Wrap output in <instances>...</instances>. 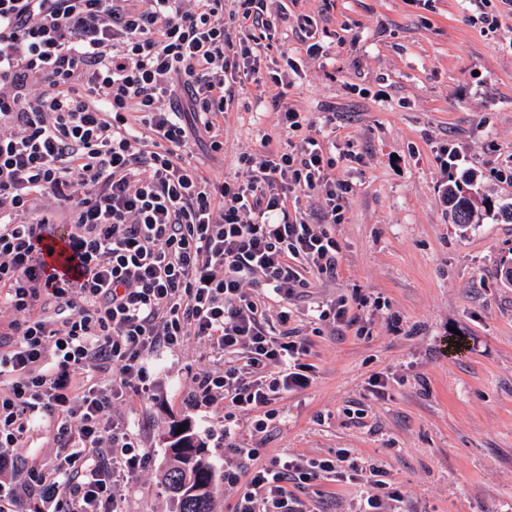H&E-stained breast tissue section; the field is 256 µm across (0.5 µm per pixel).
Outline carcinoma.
Returning <instances> with one entry per match:
<instances>
[{
  "label": "carcinoma",
  "mask_w": 512,
  "mask_h": 512,
  "mask_svg": "<svg viewBox=\"0 0 512 512\" xmlns=\"http://www.w3.org/2000/svg\"><path fill=\"white\" fill-rule=\"evenodd\" d=\"M477 185L472 174L448 176L444 198L452 223L463 229L477 223L480 210L492 211ZM168 455L163 484L172 496L176 512H212V470L205 445L191 426H186L181 437L168 443Z\"/></svg>",
  "instance_id": "cac0c4a2"
}]
</instances>
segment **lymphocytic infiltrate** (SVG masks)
Here are the masks:
<instances>
[{
	"mask_svg": "<svg viewBox=\"0 0 512 512\" xmlns=\"http://www.w3.org/2000/svg\"><path fill=\"white\" fill-rule=\"evenodd\" d=\"M235 3L0 0V297L15 314L0 326V461L52 428L66 450L31 467L27 491L68 512H119L116 488L147 461L109 412L132 382L149 392L148 356L196 337L224 363L195 377L188 405L223 396L225 421L252 415L260 433L273 402L313 380L307 342L267 331L258 291L287 300L335 275L327 227L342 223L350 186L311 136L242 153V180L195 163L190 138L223 151L235 85L284 91L296 66L267 63L271 0ZM310 192L324 199L317 221L290 215L289 199ZM56 239L76 276L45 261ZM233 454L236 512H304L293 490L321 475L362 485L351 512H398L385 471L347 450L265 464L256 448Z\"/></svg>",
	"mask_w": 512,
	"mask_h": 512,
	"instance_id": "lymphocytic-infiltrate-1",
	"label": "lymphocytic infiltrate"
}]
</instances>
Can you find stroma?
I'll return each mask as SVG.
<instances>
[{"label": "stroma", "mask_w": 512, "mask_h": 512, "mask_svg": "<svg viewBox=\"0 0 512 512\" xmlns=\"http://www.w3.org/2000/svg\"><path fill=\"white\" fill-rule=\"evenodd\" d=\"M283 39L271 57H298L303 16L318 23L321 59L304 60L284 99L306 132L286 130L269 101L273 85L236 89L224 114V152L192 143L213 178L241 176L238 157L316 137L352 191L334 232L335 276L309 292L266 299V325L290 327L310 345L312 385L282 395L266 432L236 416L231 443L273 457L319 459L337 449L382 466L401 512H512V223L490 215L460 230L448 220L449 173H477L494 202H512V7L488 0L496 29L475 22L472 0H276ZM360 301L365 333L308 316L338 298ZM220 363L196 337L150 356L153 389L127 388L113 414L130 425L147 465L117 490L121 512H174L161 484L166 438L188 422L213 470V512H234L224 482L234 459L221 436L224 404L189 409L194 377ZM388 384L371 391V375ZM354 486L320 478L295 494L306 512H347Z\"/></svg>", "instance_id": "obj_1"}]
</instances>
